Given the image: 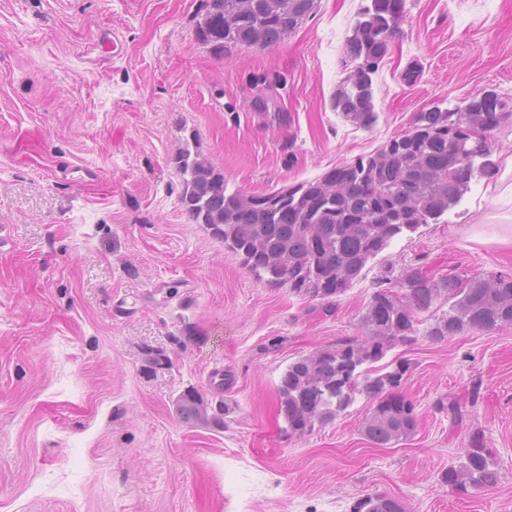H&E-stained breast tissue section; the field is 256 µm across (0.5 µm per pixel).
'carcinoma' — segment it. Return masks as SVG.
I'll return each instance as SVG.
<instances>
[{
    "instance_id": "obj_1",
    "label": "carcinoma",
    "mask_w": 512,
    "mask_h": 512,
    "mask_svg": "<svg viewBox=\"0 0 512 512\" xmlns=\"http://www.w3.org/2000/svg\"><path fill=\"white\" fill-rule=\"evenodd\" d=\"M318 0H200L195 34L217 60L238 47L279 45L316 10ZM404 0H371L347 40L346 68L335 107L351 122L369 128L376 122L372 75L382 65L400 32ZM485 95L463 108L436 107L419 113L410 130L371 154L333 169L323 178L269 193L227 190L224 176L189 146L176 157L182 180L180 203L198 224L224 239L245 265L269 286L331 309L336 298L359 277L368 262L369 240L389 245L404 232L438 221L470 188L456 141L448 133L463 125L483 127ZM253 118L264 125L288 127L281 100L261 93L251 100ZM412 184L411 196L400 193ZM441 342L466 330L493 331L512 325V279L453 276L432 281L420 266L389 268L374 284L363 317L366 336L346 338L288 364L277 387L284 431L301 437L353 405L359 396L374 403L365 433L377 445L410 435L417 425L411 402L397 390L411 370L401 357L384 361L397 346L414 343L418 326ZM186 421L224 428L230 407H212L194 388L175 402ZM436 410L461 426L468 411L455 399L437 401ZM460 462L442 473V485L465 491L497 482L491 450L481 434L459 449ZM350 512H402L382 495L354 499Z\"/></svg>"
}]
</instances>
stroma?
I'll return each mask as SVG.
<instances>
[{
    "mask_svg": "<svg viewBox=\"0 0 512 512\" xmlns=\"http://www.w3.org/2000/svg\"><path fill=\"white\" fill-rule=\"evenodd\" d=\"M366 2L319 0L279 46L218 61L194 32L199 0H0V512H349L364 494L405 512H512V326L394 348L412 364L399 392L419 423L390 445L368 441L361 396L285 435L276 394L288 363L363 335L382 268L512 277L495 178L472 179L443 223L400 235L330 312L269 287L179 203L185 144L228 188L269 193L377 150L432 107L512 95V0H405L373 77L377 120L357 127L334 98ZM103 30L120 38L104 67ZM257 72L286 77L288 129L247 111ZM151 349L168 365H150ZM217 370L230 414L214 431L174 401ZM476 382L470 422L435 413ZM473 432L500 478L463 494L440 478Z\"/></svg>",
    "mask_w": 512,
    "mask_h": 512,
    "instance_id": "1",
    "label": "stroma"
}]
</instances>
